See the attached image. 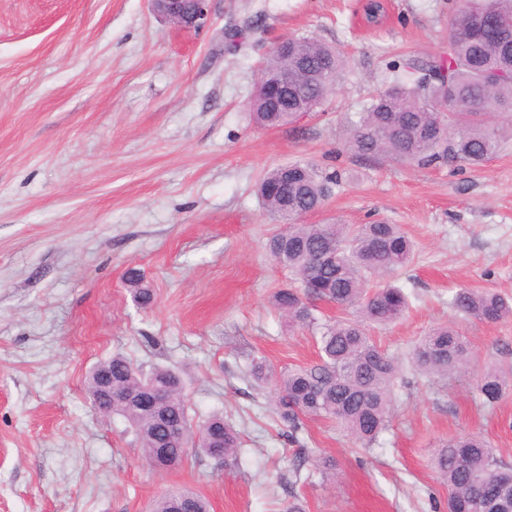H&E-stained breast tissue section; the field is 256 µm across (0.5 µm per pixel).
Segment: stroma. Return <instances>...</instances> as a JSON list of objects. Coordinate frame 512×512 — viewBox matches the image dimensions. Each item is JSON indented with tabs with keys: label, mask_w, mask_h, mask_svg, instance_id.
<instances>
[{
	"label": "stroma",
	"mask_w": 512,
	"mask_h": 512,
	"mask_svg": "<svg viewBox=\"0 0 512 512\" xmlns=\"http://www.w3.org/2000/svg\"><path fill=\"white\" fill-rule=\"evenodd\" d=\"M375 26L361 0H207L183 30L149 0H0V512H149L185 486L210 512H447L432 466L449 437L476 433L512 465V389L486 407L476 380L512 366V318L465 320L469 287L512 301V143L478 168L363 159L345 147L362 111L403 62L446 54L453 0H383ZM343 51L331 101L263 129L248 102L283 37ZM342 175L308 224L400 225L415 256L396 272L410 297L378 344L408 354L454 322L471 369L448 380L405 374L390 425L360 448L336 424L308 420L297 441L251 362L317 358L310 330L271 303L291 275L267 243L280 227L255 195L292 161ZM154 293L138 307L125 281ZM181 379L193 422L218 414L242 435L238 463L191 454L158 470L120 418L96 412L87 373L112 355ZM336 464L335 481L317 469Z\"/></svg>",
	"instance_id": "obj_1"
}]
</instances>
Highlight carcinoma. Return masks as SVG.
I'll use <instances>...</instances> for the list:
<instances>
[{"mask_svg": "<svg viewBox=\"0 0 512 512\" xmlns=\"http://www.w3.org/2000/svg\"><path fill=\"white\" fill-rule=\"evenodd\" d=\"M345 63L337 48L307 36L273 49L259 70L268 89L256 91L250 101L256 125L292 124L297 109L324 105ZM404 67L414 75L412 81L393 79L350 122L347 144L355 154L422 167H480L512 140V0H458L450 15L447 54L410 59ZM285 73L288 84L281 86L278 79ZM340 180L337 171L295 161L269 169L258 184L262 206L284 225L270 239V252L299 283L275 292L273 306L289 323L311 328L319 359L279 372L257 361L249 375L257 383L273 382L276 413L289 438L298 439L303 419H323L369 448L388 426L402 370L401 360L377 344L370 327L398 321L409 307L402 288L374 285L371 279L407 266L413 244L398 225L384 219L358 226L300 223L302 216L323 207ZM127 281L136 303L152 304L154 294L141 287L139 271L129 270ZM317 301L336 305L343 315L319 318ZM450 305L478 321L512 318V305L487 290L461 288ZM471 360L467 337L447 324L421 337L411 357L416 372L440 379L467 370ZM98 369L112 372V380L131 392L154 383L168 385L169 401L157 409L112 404V414L128 422L155 467L184 461L191 448L213 457L214 437L224 448V460L239 457L240 435L224 418L215 415L193 425L181 380L172 371L158 368L144 375L128 358L114 355L91 369L86 382L90 399ZM511 385V367L486 371L479 384L484 403L495 404ZM434 466L448 489V512H512V467L482 438L448 439ZM476 486L483 490L480 501L473 497ZM184 499L196 512H209L203 495L174 487L155 497L151 512H173L174 503Z\"/></svg>", "mask_w": 512, "mask_h": 512, "instance_id": "cac0c4a2", "label": "carcinoma"}]
</instances>
